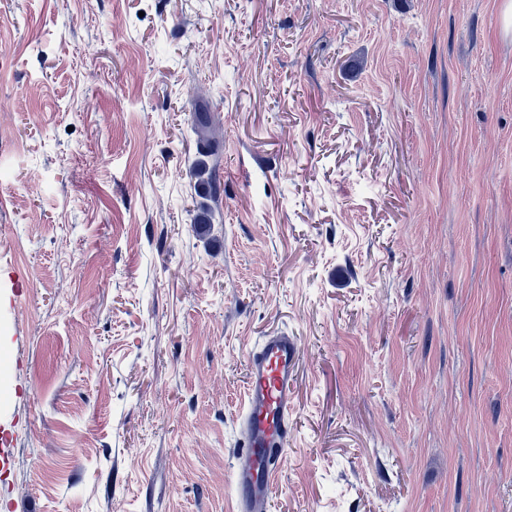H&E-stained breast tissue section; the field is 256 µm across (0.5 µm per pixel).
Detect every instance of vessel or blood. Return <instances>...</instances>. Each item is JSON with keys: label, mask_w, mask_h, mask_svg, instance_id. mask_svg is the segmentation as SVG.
<instances>
[{"label": "vessel or blood", "mask_w": 512, "mask_h": 512, "mask_svg": "<svg viewBox=\"0 0 512 512\" xmlns=\"http://www.w3.org/2000/svg\"><path fill=\"white\" fill-rule=\"evenodd\" d=\"M300 357L295 337H263L248 357L245 440L233 465L240 512H263L293 437L290 417Z\"/></svg>", "instance_id": "vessel-or-blood-1"}]
</instances>
